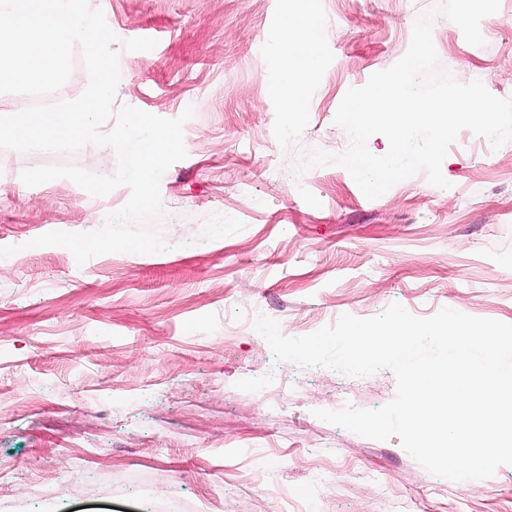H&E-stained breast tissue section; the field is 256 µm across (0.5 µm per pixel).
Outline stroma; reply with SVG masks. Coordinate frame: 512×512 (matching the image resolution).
I'll return each mask as SVG.
<instances>
[{
    "instance_id": "stroma-1",
    "label": "stroma",
    "mask_w": 512,
    "mask_h": 512,
    "mask_svg": "<svg viewBox=\"0 0 512 512\" xmlns=\"http://www.w3.org/2000/svg\"><path fill=\"white\" fill-rule=\"evenodd\" d=\"M435 3L314 0L321 51L296 111L270 69L303 0H89L119 39H156L120 51L117 102L169 119L193 108L187 156L160 180L166 251L80 265L29 242L99 229L129 188L97 208L70 180L29 187L21 174L56 163L111 176L114 149L0 151V246L18 248L0 261V512H512V465L460 484L398 438L315 417L382 408L390 369L302 368L244 326L258 312L300 337L394 303L512 324V141L462 130L441 167L448 188L421 172L373 200L342 167L290 172L301 153L347 149L343 96L405 55ZM482 36L471 45L437 16L438 68L512 98V0Z\"/></svg>"
}]
</instances>
